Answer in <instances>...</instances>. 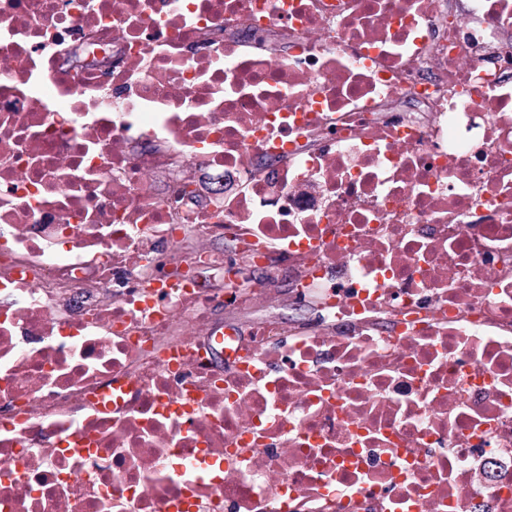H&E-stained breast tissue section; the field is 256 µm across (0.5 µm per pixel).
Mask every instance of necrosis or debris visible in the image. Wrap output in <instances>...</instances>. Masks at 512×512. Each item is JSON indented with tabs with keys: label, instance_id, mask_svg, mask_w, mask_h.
I'll return each mask as SVG.
<instances>
[{
	"label": "necrosis or debris",
	"instance_id": "4bbe7bcc",
	"mask_svg": "<svg viewBox=\"0 0 512 512\" xmlns=\"http://www.w3.org/2000/svg\"><path fill=\"white\" fill-rule=\"evenodd\" d=\"M0 512H512V0H0ZM277 278L270 283V296L256 304L239 308L234 313L224 311V308H218L214 311L213 317L217 324L226 323L246 324L250 313L262 310L273 316L284 327L308 323L315 319L316 311L312 305L306 302H300L290 288L288 279V269L284 268L276 273Z\"/></svg>",
	"mask_w": 512,
	"mask_h": 512
}]
</instances>
